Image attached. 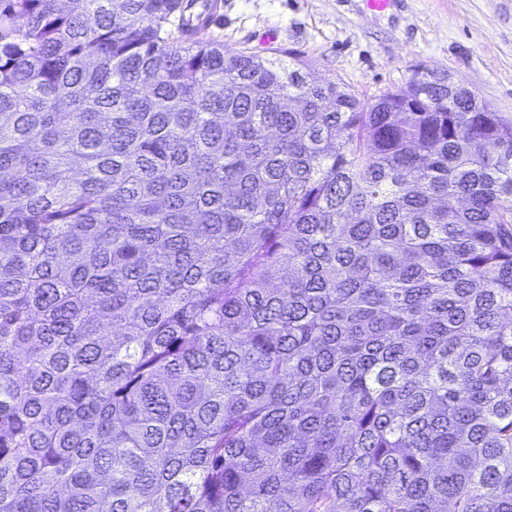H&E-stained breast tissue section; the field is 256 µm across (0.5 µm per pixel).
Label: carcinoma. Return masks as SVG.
Wrapping results in <instances>:
<instances>
[{
    "mask_svg": "<svg viewBox=\"0 0 512 512\" xmlns=\"http://www.w3.org/2000/svg\"><path fill=\"white\" fill-rule=\"evenodd\" d=\"M197 5L0 0V512H512V123Z\"/></svg>",
    "mask_w": 512,
    "mask_h": 512,
    "instance_id": "obj_1",
    "label": "carcinoma"
}]
</instances>
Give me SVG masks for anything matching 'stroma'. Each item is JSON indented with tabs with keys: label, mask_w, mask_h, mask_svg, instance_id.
Returning <instances> with one entry per match:
<instances>
[{
	"label": "stroma",
	"mask_w": 512,
	"mask_h": 512,
	"mask_svg": "<svg viewBox=\"0 0 512 512\" xmlns=\"http://www.w3.org/2000/svg\"><path fill=\"white\" fill-rule=\"evenodd\" d=\"M208 32L230 52H292L364 101L419 69L448 76L512 120V0H212Z\"/></svg>",
	"instance_id": "stroma-1"
}]
</instances>
